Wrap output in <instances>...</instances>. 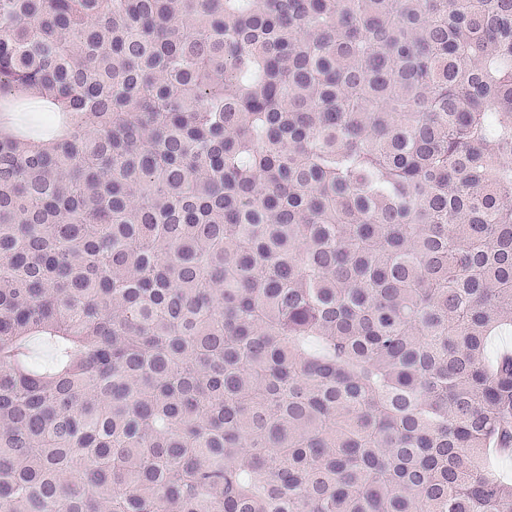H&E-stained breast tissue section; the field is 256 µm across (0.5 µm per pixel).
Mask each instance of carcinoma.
Masks as SVG:
<instances>
[{
	"mask_svg": "<svg viewBox=\"0 0 512 512\" xmlns=\"http://www.w3.org/2000/svg\"><path fill=\"white\" fill-rule=\"evenodd\" d=\"M507 328L512 0H0V512H512Z\"/></svg>",
	"mask_w": 512,
	"mask_h": 512,
	"instance_id": "obj_1",
	"label": "carcinoma"
}]
</instances>
